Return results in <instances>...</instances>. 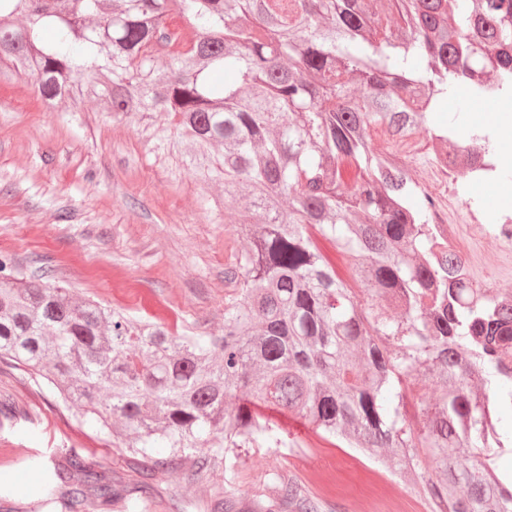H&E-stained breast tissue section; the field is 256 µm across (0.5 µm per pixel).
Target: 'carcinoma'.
I'll return each instance as SVG.
<instances>
[{"label":"carcinoma","mask_w":512,"mask_h":512,"mask_svg":"<svg viewBox=\"0 0 512 512\" xmlns=\"http://www.w3.org/2000/svg\"><path fill=\"white\" fill-rule=\"evenodd\" d=\"M21 75L54 109L174 113L182 137L159 146H189L199 181L243 203L244 246L221 336L6 275L1 359L146 470L188 448L199 479L220 457L231 470L247 448L288 446L289 415L399 473L429 512H512L492 467L512 415V293L478 285L406 158L369 137L418 133L444 152L448 92H512V0H0V80ZM418 384L434 395L411 418ZM33 482L41 508L112 506V475L80 457ZM266 512L321 507L281 482Z\"/></svg>","instance_id":"cac0c4a2"}]
</instances>
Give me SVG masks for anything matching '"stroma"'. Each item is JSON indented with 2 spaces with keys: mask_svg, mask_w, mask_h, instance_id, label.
Returning a JSON list of instances; mask_svg holds the SVG:
<instances>
[{
  "mask_svg": "<svg viewBox=\"0 0 512 512\" xmlns=\"http://www.w3.org/2000/svg\"><path fill=\"white\" fill-rule=\"evenodd\" d=\"M510 110L507 103L458 93L440 118L487 136L484 115ZM174 125L167 112L116 117L94 99L54 111L27 77L1 81L0 255L12 258L24 277L55 281L133 317L165 323L174 334L193 326L222 335L224 305L233 293L224 271L234 262V220L242 204L231 198L215 204L223 185L204 187L188 163L159 150V136ZM488 138L507 164L478 191L476 207L490 214L498 198L512 192V144ZM455 232L481 259L477 279L489 291L511 292L512 274H501L500 246L483 225L459 224ZM282 425L291 447L250 449L235 469V512H264L277 484L288 481L320 501L322 512H387V502L352 492L355 476L377 478L371 461L348 468L342 449L312 426L290 418ZM75 454L111 467L121 493L112 512H170L175 498L186 512L219 505L211 491L224 484L223 462L203 482L192 474V450L143 472L127 449L78 425L46 385L1 360L0 512H33L31 498L16 490L31 479L30 459L50 467ZM145 484L153 495L143 502L138 490Z\"/></svg>",
  "mask_w": 512,
  "mask_h": 512,
  "instance_id": "stroma-1",
  "label": "stroma"
}]
</instances>
